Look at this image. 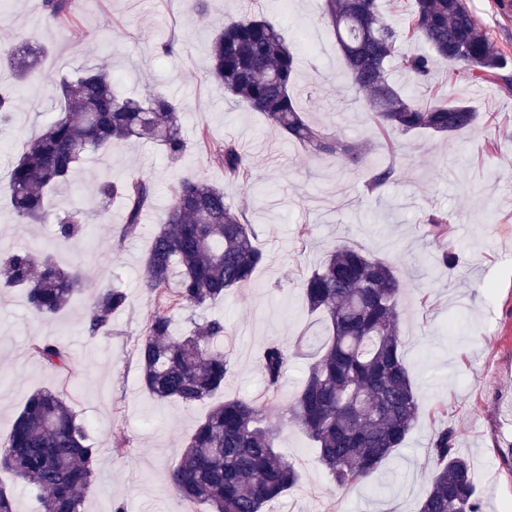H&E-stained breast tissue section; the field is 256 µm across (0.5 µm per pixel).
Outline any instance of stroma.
<instances>
[{
    "label": "stroma",
    "instance_id": "35a3bbf8",
    "mask_svg": "<svg viewBox=\"0 0 512 512\" xmlns=\"http://www.w3.org/2000/svg\"><path fill=\"white\" fill-rule=\"evenodd\" d=\"M320 0H204L202 12L184 0H75L71 16L43 21L42 0H0V42L34 32L45 46L41 65L16 102L15 124L0 132V246H39L62 268L80 266L83 289L54 322L36 319L20 292L0 294V441L32 392L61 390L74 403L97 450L96 478L84 512H184L169 476L183 441L207 412L156 400L140 381L136 345L152 309L140 277L152 234L164 224L182 167L223 189L244 210L266 253L252 282L229 294L209 314L225 325L224 350L232 371L228 397L260 399L259 358L271 341L292 346L300 333L321 339L323 327L303 298V279L331 244H346L393 261L410 289L402 301L404 357L418 388L422 413L406 444L386 462L392 490L364 484L337 488L311 441L285 425L279 451L301 473L300 485L271 504L270 512H393L421 500L434 463V435L454 434L456 450L475 471L486 512H512V87L474 84L453 66H436L421 85L391 63L393 82L423 102L440 96L476 109L479 126L450 137L427 132L396 138L387 150L365 112V98L344 78L332 29L320 18ZM481 30L512 58V0H467ZM268 18L298 51L295 94L306 118L336 138L363 145L354 165L312 155L284 143L264 117L238 105L207 72L212 38L225 15ZM170 40L171 54L155 51ZM91 65L109 68L118 88L140 99L161 92L182 105L188 151L177 166L146 139L130 140L106 158L95 155L59 194V210L92 216L83 237L56 244L52 221L17 224L2 189L27 137L58 111L51 83ZM236 140L250 154V183L229 181L204 151L200 135ZM391 163L394 180L375 194L365 184L374 164ZM145 179L152 202L136 236L120 237L121 200L102 202L103 181ZM448 217L446 241L457 265L440 264L427 219ZM109 284L128 294L109 332L90 334L87 311L96 289ZM69 352L62 376L33 352L40 340ZM122 432L128 445L113 449Z\"/></svg>",
    "mask_w": 512,
    "mask_h": 512
}]
</instances>
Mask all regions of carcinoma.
Segmentation results:
<instances>
[{
  "label": "carcinoma",
  "instance_id": "carcinoma-1",
  "mask_svg": "<svg viewBox=\"0 0 512 512\" xmlns=\"http://www.w3.org/2000/svg\"><path fill=\"white\" fill-rule=\"evenodd\" d=\"M49 24L73 10L74 0H43ZM321 16L336 32L346 79L366 94L372 119L387 136L427 131L449 136L476 127L479 113L462 103H422L392 82L389 64L397 59L418 83L436 62L453 63L474 82H509L512 60L478 28L466 0H413L407 35L429 53H399L402 34L381 11L378 0H321ZM45 47L35 34L20 32L0 43V67L13 84H0V127L15 112V96L41 64ZM296 56L282 31L264 17L224 18L210 49L209 74L238 103L263 113L287 142L358 164L363 151L326 129L308 123L295 103ZM60 110L39 135L26 140L8 178L9 202L18 221L43 223L53 200L69 184L88 155L107 157L130 138L149 139L172 163L187 145L181 136L180 107L166 96L143 99L119 94L112 75L86 68L59 84ZM224 175L250 179V156L233 139L209 146ZM395 168L377 165L366 188L372 193L391 181ZM98 195L126 202L120 233H137L153 196L151 183L103 182ZM79 211L55 215V239L66 243L85 231ZM266 260L256 231L243 212L228 203L224 190L196 174L182 173L165 223L154 234L140 288L153 299L145 332L137 345L142 386L160 401L189 408L205 404L224 389L231 361L222 346L224 321H198L232 291L250 284ZM79 269H62L37 248L0 250V285L20 289L33 313L53 321L80 294ZM312 313L321 316L324 340L308 364L306 377L288 410L289 421L318 449L319 461L340 489L380 480L384 464L403 446L421 414L418 391L403 358L399 333L405 283L389 261L348 245L332 247L302 283ZM127 294L104 288L92 304L89 329L109 328L125 307ZM189 313L188 332L172 333L173 316ZM53 370L67 374L68 352L57 342L33 345ZM291 353L279 342L263 349L260 367L264 400L229 398L214 404L186 438L170 480L182 501L202 502L211 512H267L271 503L298 485L299 471L277 451L280 428L267 408L278 398ZM434 470L426 496L414 512H483L470 462L453 448L445 430L431 443ZM97 449L88 443L71 399L63 391L28 396L10 436L0 444V471L36 491V512H83L85 494L96 475Z\"/></svg>",
  "mask_w": 512,
  "mask_h": 512
}]
</instances>
